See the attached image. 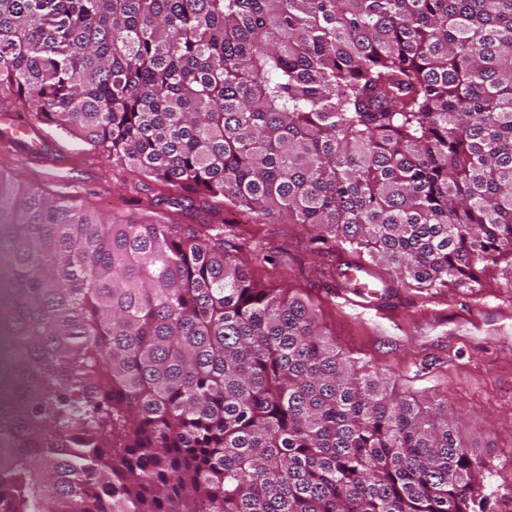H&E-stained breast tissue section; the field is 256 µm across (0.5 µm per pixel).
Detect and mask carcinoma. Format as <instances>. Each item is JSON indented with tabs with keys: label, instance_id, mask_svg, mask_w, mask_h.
Returning a JSON list of instances; mask_svg holds the SVG:
<instances>
[{
	"label": "carcinoma",
	"instance_id": "obj_1",
	"mask_svg": "<svg viewBox=\"0 0 512 512\" xmlns=\"http://www.w3.org/2000/svg\"><path fill=\"white\" fill-rule=\"evenodd\" d=\"M404 287L512 286V0H0V95ZM235 224L0 171V512H485L447 407L265 288Z\"/></svg>",
	"mask_w": 512,
	"mask_h": 512
}]
</instances>
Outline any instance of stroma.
I'll return each mask as SVG.
<instances>
[{"label": "stroma", "instance_id": "stroma-1", "mask_svg": "<svg viewBox=\"0 0 512 512\" xmlns=\"http://www.w3.org/2000/svg\"><path fill=\"white\" fill-rule=\"evenodd\" d=\"M25 127L0 139V169L51 195L77 193L86 208L148 221L140 203L169 196L167 186L111 158L0 96V128ZM235 243L256 281L310 297L337 346L384 373L397 392L443 402L463 443L486 458V512H512V288L501 273L473 288L420 290L394 283L389 267L334 241L316 242L301 224H255ZM360 263L377 295L356 296L344 273Z\"/></svg>", "mask_w": 512, "mask_h": 512}]
</instances>
